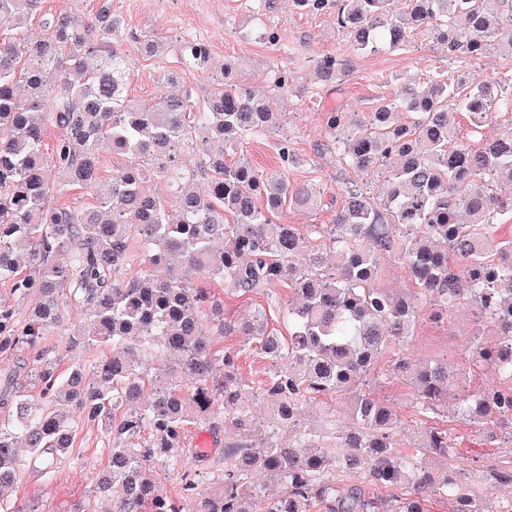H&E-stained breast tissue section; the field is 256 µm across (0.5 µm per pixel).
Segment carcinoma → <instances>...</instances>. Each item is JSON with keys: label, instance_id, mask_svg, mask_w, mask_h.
Returning <instances> with one entry per match:
<instances>
[{"label": "carcinoma", "instance_id": "cac0c4a2", "mask_svg": "<svg viewBox=\"0 0 512 512\" xmlns=\"http://www.w3.org/2000/svg\"><path fill=\"white\" fill-rule=\"evenodd\" d=\"M89 22L47 13L43 0H0V24L14 35L0 40V281L41 301L22 322L0 309V348L28 347L60 333L64 309L88 312L71 345L112 347L90 364L57 371L49 354L34 362L37 395L19 390L16 373L0 375V512H25L5 502L24 467L50 477L73 448V414L97 425L107 465L97 482L105 503L95 512H431L428 503L453 497L457 512H512V498L491 511L457 480V453L448 432L420 427L418 446L448 459L431 473L395 453L399 421L364 379L388 350L400 348L420 319V304L439 320L469 305L474 323L465 357L512 382V131L469 143L459 139L453 112L479 129L512 116V73L480 79L468 72L493 52L512 57V0H296L311 14L332 10L352 53L401 50L413 36L445 45L448 68L427 81L397 78L394 97L364 115L339 108L323 113L325 150L362 179H384L374 200L357 182L341 185L329 224H275L290 210L322 206L313 183L288 171L307 164L284 134L278 101L311 98L288 72L270 65L262 89L238 83V64L224 61L218 87L203 102L186 89L137 104L127 95L130 69L122 45L127 32L112 0H97ZM39 19L40 33L28 23ZM250 33L281 46L277 25L257 9ZM145 57L173 54L183 68H211L208 44L157 35L134 36ZM351 60L320 55L317 82L329 87ZM57 136L46 155V131ZM278 132L281 165L258 170L242 157L244 144ZM122 163L109 181L104 155ZM165 179L175 204L147 191ZM92 190L97 204L71 209L51 204L52 193ZM141 239L140 275L125 278L129 240ZM336 249L329 263L323 239ZM67 260L56 261L59 254ZM383 257L397 259L415 290L396 293L379 282ZM25 266L28 272L20 271ZM206 275L231 293L286 286L284 338L264 310L231 324L224 301L192 283ZM247 337L267 360L262 392L238 372V352L214 337ZM168 363V375L144 397L142 360ZM393 371L413 384L417 412L436 414L461 384L448 364L416 366L399 356ZM270 399L261 420L253 401ZM335 396L347 403L352 426L335 429L302 421L305 403ZM457 415L512 453V385L463 390ZM239 443L224 454L216 488L201 492L195 461L171 453L183 447L187 426L216 423ZM181 474L182 502L158 486L155 466ZM264 472L284 485L262 495L251 475ZM356 474L391 491L365 495L336 480Z\"/></svg>", "mask_w": 512, "mask_h": 512}]
</instances>
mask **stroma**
Returning a JSON list of instances; mask_svg holds the SVG:
<instances>
[{"label":"stroma","instance_id":"obj_1","mask_svg":"<svg viewBox=\"0 0 512 512\" xmlns=\"http://www.w3.org/2000/svg\"><path fill=\"white\" fill-rule=\"evenodd\" d=\"M112 7L120 14L129 30L152 32L161 36L183 33L205 40L211 49L215 65L233 59L240 65L239 77L257 83L259 74L268 63H276L288 71L298 84H308L313 75L311 61L322 54H348L331 12L309 14L297 9L292 0H271L267 11L288 45L280 51L246 35L245 30L253 13L254 0H174L166 4L158 0H112ZM235 18L236 27H228L227 18ZM123 51L128 55L133 76L128 94L138 101H151L167 92L163 80L166 72L177 67L174 56L143 57L136 42L125 41ZM447 51L433 40L414 39L402 51H382L356 57L350 73L336 83L333 90H320L314 104L303 105L297 98L282 99V111L288 114V129L295 152L304 158L305 166L289 170L288 176L297 182L313 181L321 186L325 200L339 196L340 186L348 173L322 152L324 137L321 131L322 114L334 105L346 111L365 113L381 102L391 99L395 92L393 79L403 72L428 76L443 66ZM212 293L222 294L224 316L239 323L255 310L266 309L269 325L280 333H287L288 325L277 311L269 309L264 293L225 294L217 282H210ZM473 325V311L459 305L449 309L445 321L435 323L420 319L415 331L405 344L403 352L416 363L445 362L451 368H462L465 334ZM394 353H386L378 363L379 381L374 388L376 397L390 404L399 418L401 434L398 452L404 459L423 462L429 471L447 468V461L426 453L413 444L415 423V396L409 381L395 376L390 366ZM427 425L447 431L460 452L463 468L461 479L479 493L487 506L496 507L499 501L512 496V482L498 483L486 479V472L512 470V455L486 441L483 434L456 418L454 413L440 412L428 417ZM207 441L209 453L200 475L201 487L207 488L224 470V454L237 437L232 432L209 424L189 426L184 441L186 452H193L199 441ZM107 464L101 433L96 425L78 422L76 439L70 455L59 458L52 481L32 469L21 472L11 492L15 504H34L37 512H73L84 505L93 506V487L98 471Z\"/></svg>","mask_w":512,"mask_h":512}]
</instances>
